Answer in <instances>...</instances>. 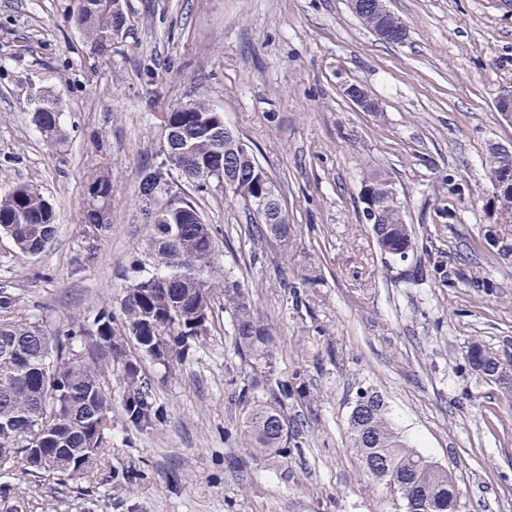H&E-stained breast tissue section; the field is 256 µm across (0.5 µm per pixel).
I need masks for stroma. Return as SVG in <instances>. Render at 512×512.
Instances as JSON below:
<instances>
[{"instance_id":"1","label":"stroma","mask_w":512,"mask_h":512,"mask_svg":"<svg viewBox=\"0 0 512 512\" xmlns=\"http://www.w3.org/2000/svg\"><path fill=\"white\" fill-rule=\"evenodd\" d=\"M74 0H0V193L31 183L56 232L33 258L0 237V285L30 320L78 327L119 311L145 258L142 171L162 117L196 97L255 152L295 232L249 237L243 200L191 191L271 328L275 380L293 430L259 453L238 396L254 372L232 319L171 365L143 361L160 411L151 427L112 403L107 443L84 475L38 484L16 469L0 512H395L361 471L347 419L359 388L379 391L399 431L447 470L458 512H512V399L469 367L480 341L512 353V256L485 240L512 223L484 161L512 141L494 107L512 85V0H390L405 43L378 40L347 0H125L129 31L109 59L74 27ZM363 84L379 102L343 94ZM61 102L64 143L32 122L34 91ZM388 172L413 228L406 260L381 253L359 201ZM112 181V223L83 224L88 180ZM345 97L362 112L379 111L378 102L368 90L359 83H346L343 88Z\"/></svg>"}]
</instances>
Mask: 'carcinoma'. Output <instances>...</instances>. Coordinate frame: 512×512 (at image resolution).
<instances>
[{
    "label": "carcinoma",
    "mask_w": 512,
    "mask_h": 512,
    "mask_svg": "<svg viewBox=\"0 0 512 512\" xmlns=\"http://www.w3.org/2000/svg\"><path fill=\"white\" fill-rule=\"evenodd\" d=\"M71 18L91 53L106 57L112 43L128 30L123 0H74ZM33 121L46 138L61 136L56 100L40 92L33 101ZM165 131L172 132L162 159L147 164L139 186L153 205L144 212L149 230L150 262L132 265L121 300L123 318L99 311L91 328L76 331L22 319L0 320V477L22 462L36 478L73 479L84 474L103 449L112 409L107 378L122 376V404L138 427L152 424L158 408L140 361L167 365L182 351L210 334L212 302L220 299L231 314L238 348L252 368L269 377L276 360L275 340L260 319L241 282L218 265L211 225L197 204L184 194L182 178L201 187L228 177L237 186L225 190L246 198L255 191L254 153L238 150L239 138L224 127V113L202 99H192L165 113ZM512 169V156L489 153L488 175ZM375 199L383 202L380 223L372 225L385 254L400 256L412 244V226L403 206L386 196L391 180L380 170L364 179ZM112 214V182L94 176L87 186L84 223L105 230ZM261 236L289 240V224L255 222ZM55 234L51 205L32 184H18L0 196V235L10 238L20 258L36 256ZM22 307L19 296L0 286V314ZM135 343L138 355L130 354ZM466 358L487 382L512 378V354L496 352L473 341ZM245 389L242 435L248 447L273 452L288 443V419L281 401H269ZM351 447L372 481L401 502L405 512H457L458 489L448 471L409 445L389 417L378 391L360 389L348 418Z\"/></svg>",
    "instance_id": "obj_1"
}]
</instances>
